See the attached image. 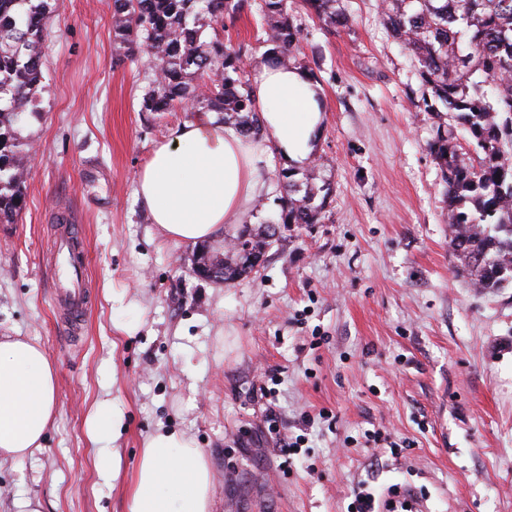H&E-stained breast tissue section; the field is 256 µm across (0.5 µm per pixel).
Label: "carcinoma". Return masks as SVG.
I'll list each match as a JSON object with an SVG mask.
<instances>
[{"instance_id":"carcinoma-1","label":"carcinoma","mask_w":512,"mask_h":512,"mask_svg":"<svg viewBox=\"0 0 512 512\" xmlns=\"http://www.w3.org/2000/svg\"><path fill=\"white\" fill-rule=\"evenodd\" d=\"M308 15L336 31L348 26L341 0H299ZM62 0H0V224L25 206L20 126L36 117L43 83L40 42ZM252 9V0H112L115 60L139 58L154 80L142 111L165 112L191 101L226 124L259 136L250 86L242 80L243 46L224 42V20ZM266 44L284 66L301 63L288 0H259ZM381 19L416 62L424 90L442 101L430 150L445 184L450 253L457 269L483 290L512 283V0H385ZM276 223L319 224L330 184L296 196L288 181ZM261 251L270 227L247 233ZM247 256H224V282L246 273Z\"/></svg>"}]
</instances>
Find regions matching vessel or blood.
I'll return each instance as SVG.
<instances>
[{
	"label": "vessel or blood",
	"mask_w": 512,
	"mask_h": 512,
	"mask_svg": "<svg viewBox=\"0 0 512 512\" xmlns=\"http://www.w3.org/2000/svg\"><path fill=\"white\" fill-rule=\"evenodd\" d=\"M55 298L69 315L71 329L81 328L89 308L90 295L84 286L82 248L71 228H63L55 242Z\"/></svg>",
	"instance_id": "1"
}]
</instances>
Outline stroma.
I'll list each match as a JSON object with an SVG mask.
<instances>
[{"mask_svg": "<svg viewBox=\"0 0 512 512\" xmlns=\"http://www.w3.org/2000/svg\"><path fill=\"white\" fill-rule=\"evenodd\" d=\"M343 5L351 25L336 34L295 12L327 112L308 163L273 157L243 225L277 217L282 173L330 183L324 218L282 229L257 269L224 284L191 272L192 247L164 238L134 193L189 113L142 111L153 75L114 63L112 0H63L41 44L42 115L20 129L25 206L0 229V335L45 349L57 415L40 450L0 457V512L27 497L42 512H126L143 442L161 426L205 454L213 512H346L360 481L411 489L427 512H512V284L484 291L455 272L429 149L437 120L413 56L383 25L381 0ZM225 35L253 68L259 14ZM68 222L91 296L76 342L51 264ZM128 303L130 337L116 328ZM106 399L123 413L111 483L86 434ZM294 441L297 455H282Z\"/></svg>", "mask_w": 512, "mask_h": 512, "instance_id": "35a3bbf8", "label": "stroma"}]
</instances>
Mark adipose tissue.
Segmentation results:
<instances>
[{"label":"adipose tissue","mask_w":512,"mask_h":512,"mask_svg":"<svg viewBox=\"0 0 512 512\" xmlns=\"http://www.w3.org/2000/svg\"><path fill=\"white\" fill-rule=\"evenodd\" d=\"M251 97L261 118L257 139L215 116L178 125L136 176L135 196L168 240L196 244L242 223L265 189V156L274 151L296 165L309 162L326 102L306 71L265 57L255 66ZM56 370L45 350L20 337H0V454L21 458L41 448L56 413ZM120 412L99 402L87 421L100 477L120 475V455L105 442L117 436ZM212 473L184 433L148 436L128 489L127 512H211Z\"/></svg>","instance_id":"1"}]
</instances>
